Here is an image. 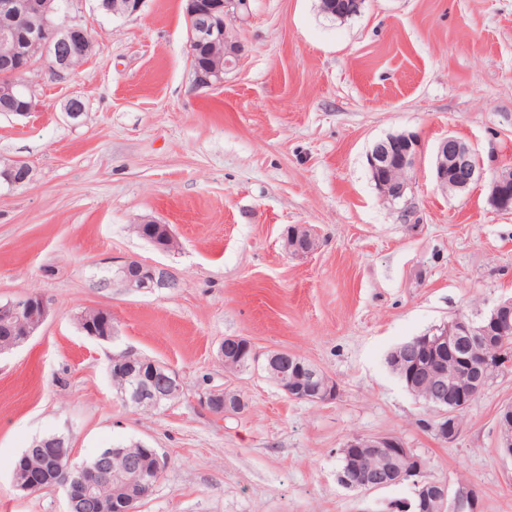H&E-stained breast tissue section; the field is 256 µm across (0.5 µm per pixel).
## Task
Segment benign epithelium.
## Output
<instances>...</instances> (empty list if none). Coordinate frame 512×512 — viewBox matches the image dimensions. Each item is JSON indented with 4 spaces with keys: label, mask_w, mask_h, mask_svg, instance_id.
<instances>
[{
    "label": "benign epithelium",
    "mask_w": 512,
    "mask_h": 512,
    "mask_svg": "<svg viewBox=\"0 0 512 512\" xmlns=\"http://www.w3.org/2000/svg\"><path fill=\"white\" fill-rule=\"evenodd\" d=\"M144 0H112V14L133 15L141 10ZM363 0H346L344 12L336 14L335 0H320L322 13L338 16L345 20L357 15ZM247 0H184V11L189 25V44L202 43L208 50L210 63L201 66L189 62L192 83L196 88H211L224 82V74L232 70L240 60L244 50L237 34L238 27L249 17ZM33 12L28 0H0V65L13 66L24 73L31 72L39 65L48 66L55 74L63 76L75 70L74 61L85 57L91 36L88 31L74 24L71 19L53 28L49 33L29 22V33L19 36L12 22L21 15ZM421 142L413 132L391 134L376 141L367 153V165L372 182L383 199L394 203L406 197L411 178L405 173L412 172L420 153ZM483 168L475 158V152L464 141L447 136L436 149L434 178L443 191L463 192L481 181ZM0 178L11 187L25 185L33 180L32 168L22 160H15L0 171ZM512 185V169L499 171L490 182L489 203L498 212L511 213L512 208L502 200L503 190ZM139 235L150 241L158 251L170 252L178 247L177 238L171 227L153 219L144 218L137 224ZM285 246L297 252H309L314 249L315 240L309 230L295 227L285 238ZM111 268L119 285L128 294L151 293L157 288L169 285L168 273L155 266L131 258L112 259ZM49 315L47 303L38 295L26 294L14 300L0 303V320L12 323L13 346L28 341L44 325ZM97 324H83L81 330L88 336L107 340L112 335V310H96ZM512 329V298L499 301L491 307L479 321L469 317H458L452 322L437 328L434 335L423 339L426 347L446 351L452 355L467 352L463 345L478 340L492 344L501 334ZM252 349L250 341L243 337L224 338L220 354L224 362L232 361L238 350ZM112 363L125 369L129 389L123 399L125 403H143L151 401L158 405L173 394L180 392L181 385L177 374L164 371V366L152 359L124 354L112 358ZM308 370L309 379L317 380L314 388L285 387L288 397L299 401L318 403L329 402L336 398V383L330 380L313 365L297 363ZM498 367L502 373L512 367L509 361L496 362L485 359L479 367L464 370L450 378H434L435 389L442 393L446 390L455 394V408L443 411L436 425L438 438L445 444L453 443L460 432L456 420L457 409L471 406L479 393L487 387L490 377L488 370ZM203 403L214 414H221L233 408L243 411L245 401L231 391H212L203 396ZM499 448L501 454L512 459V403L505 405L499 415ZM344 448H356L361 454L356 456L360 474L359 486L365 490H374L398 482V478H381L362 467L368 456L393 453L408 462L412 469H424L423 459L411 454L410 449L395 436L350 437ZM153 459L152 468L147 470L135 459H128L124 468L130 474L125 481L124 512H139L138 504L146 499L147 492L155 486L166 465V458L157 449H149ZM74 455L55 461L42 469L53 479L49 486L63 488L67 499V512H72L75 503L88 498L100 506V512H108L111 503L94 481L84 484L70 479V474L84 472L97 462L73 463ZM419 499L426 501L433 512H480V503L474 489L460 487L454 493L448 492V486L435 481L427 482L419 490Z\"/></svg>",
    "instance_id": "benign-epithelium-1"
}]
</instances>
